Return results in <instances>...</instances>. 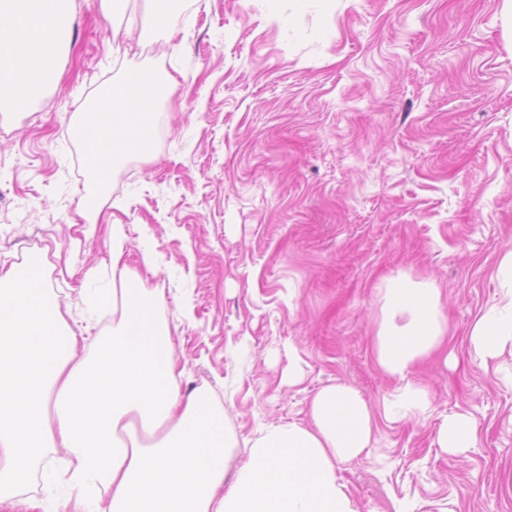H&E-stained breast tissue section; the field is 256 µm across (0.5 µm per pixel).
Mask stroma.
Here are the masks:
<instances>
[{
    "mask_svg": "<svg viewBox=\"0 0 512 512\" xmlns=\"http://www.w3.org/2000/svg\"><path fill=\"white\" fill-rule=\"evenodd\" d=\"M68 0L70 46L53 81L0 113V270L32 253L69 326L87 268L124 261L159 289L186 391L223 411L228 472L267 426L308 424L319 388L357 390L375 438L336 474L356 512H512V355L474 360L470 327L501 301L512 249V13L504 0H180L169 30L126 35L147 0L104 15ZM134 71L162 78L154 158L116 168L99 216L76 112ZM157 258L145 270L137 241ZM433 278L443 351L407 379L374 344L380 290ZM429 389L416 418L386 415L406 381ZM476 423L458 456L449 415ZM49 451L0 512H82L94 491L47 480ZM476 429L469 415L455 413L440 426L437 442L448 454L455 455L471 448L476 441Z\"/></svg>",
    "mask_w": 512,
    "mask_h": 512,
    "instance_id": "1",
    "label": "stroma"
}]
</instances>
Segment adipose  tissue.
<instances>
[{
	"label": "adipose tissue",
	"mask_w": 512,
	"mask_h": 512,
	"mask_svg": "<svg viewBox=\"0 0 512 512\" xmlns=\"http://www.w3.org/2000/svg\"><path fill=\"white\" fill-rule=\"evenodd\" d=\"M63 0H0V100H24L55 76L69 41ZM162 87L133 73L88 102L73 125L92 183L153 151ZM111 280L88 268L94 304L112 307V334L76 356V332L47 291L41 255L0 274V502L12 497L46 453L64 449L68 467L51 478L105 492L87 512H354L336 465L370 448L374 418L352 387L330 384L310 401V422L272 425L254 440L233 481L225 461L233 437L223 412L199 390L183 393L182 372L163 317L164 296L123 262V225L110 230ZM497 277L502 301L475 320L469 342L488 366L512 352V250ZM432 280L398 277L383 291L376 358L403 377L440 348L448 328ZM469 415H450L437 442L455 455L472 447Z\"/></svg>",
	"instance_id": "ef3b65f1"
}]
</instances>
